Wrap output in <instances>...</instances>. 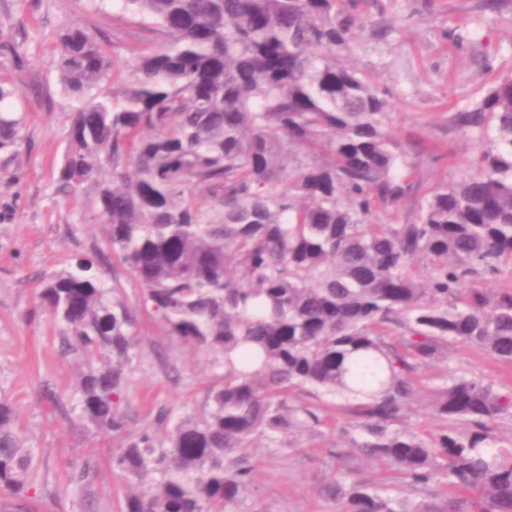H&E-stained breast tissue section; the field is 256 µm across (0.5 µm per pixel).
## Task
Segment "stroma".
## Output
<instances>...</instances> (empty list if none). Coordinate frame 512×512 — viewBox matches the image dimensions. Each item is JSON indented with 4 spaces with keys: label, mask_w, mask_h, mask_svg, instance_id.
<instances>
[{
    "label": "stroma",
    "mask_w": 512,
    "mask_h": 512,
    "mask_svg": "<svg viewBox=\"0 0 512 512\" xmlns=\"http://www.w3.org/2000/svg\"><path fill=\"white\" fill-rule=\"evenodd\" d=\"M361 11L367 26L346 61L378 69L392 103L389 127L407 152L413 184L378 221L410 224L438 185L472 174L486 147L452 116L512 73V0L494 11L485 0H364ZM73 25L104 36L116 66L98 90L110 95L129 85L126 64L134 54L161 41L122 0H0V86L13 89L6 106L23 125L21 145L0 151V394L13 403L35 450L24 498L29 512H122L133 484L112 467L114 440L81 415L79 364L61 354L62 328L28 317L46 275L104 245L102 226L88 217L94 186L63 195L56 184L72 104L59 79L57 35ZM99 274L111 298L136 317L124 402L131 429L163 435L177 421L199 417L209 390L224 380L223 368L164 334L143 311L138 283L115 258ZM448 366L512 387V365L476 345L453 347ZM290 402L315 408L319 421L277 444L257 440L243 449L253 481L237 512H342L337 489L353 483L390 485L414 502L445 497L444 479L414 488L354 448L359 432L344 400L306 389Z\"/></svg>",
    "instance_id": "stroma-1"
}]
</instances>
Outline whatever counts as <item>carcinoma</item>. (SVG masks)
Masks as SVG:
<instances>
[{"label": "carcinoma", "instance_id": "obj_1", "mask_svg": "<svg viewBox=\"0 0 512 512\" xmlns=\"http://www.w3.org/2000/svg\"><path fill=\"white\" fill-rule=\"evenodd\" d=\"M164 42L133 58L120 99L90 92L113 67L83 27L61 31L69 113L58 191L96 185L91 218L168 336L210 352L224 382L197 419L160 439L132 433L123 407L134 317L109 299L98 259L47 275L34 318L62 326L79 355L82 416L119 440L112 467L140 485L123 512H232L251 482L233 456L318 422L292 406L306 385L349 403L356 446L417 485L435 477L473 498L398 501L354 484L344 512H512V389L448 371L457 344L512 364V74L453 116L485 136L478 172L440 185L417 221L373 223L412 188L377 75L345 62L365 27L360 0H124ZM0 110V150L21 141ZM427 275L419 281L415 265ZM450 427L433 440L397 428L421 393ZM34 449L0 398V502L20 498Z\"/></svg>", "mask_w": 512, "mask_h": 512}]
</instances>
